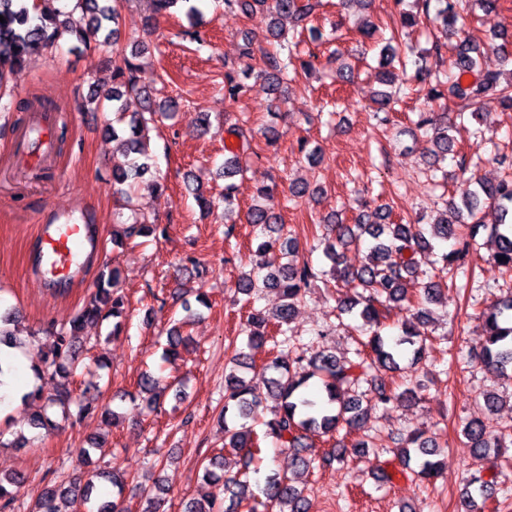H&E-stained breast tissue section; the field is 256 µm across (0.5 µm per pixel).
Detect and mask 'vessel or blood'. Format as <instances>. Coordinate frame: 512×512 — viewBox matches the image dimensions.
Returning a JSON list of instances; mask_svg holds the SVG:
<instances>
[{"label": "vessel or blood", "mask_w": 512, "mask_h": 512, "mask_svg": "<svg viewBox=\"0 0 512 512\" xmlns=\"http://www.w3.org/2000/svg\"><path fill=\"white\" fill-rule=\"evenodd\" d=\"M41 274L60 279L76 276L77 255L90 245L89 232L84 225L77 223H54L39 225Z\"/></svg>", "instance_id": "vessel-or-blood-1"}]
</instances>
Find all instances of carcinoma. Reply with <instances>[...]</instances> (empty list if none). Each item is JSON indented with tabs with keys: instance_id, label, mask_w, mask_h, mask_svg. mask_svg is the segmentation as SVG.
I'll return each mask as SVG.
<instances>
[{
	"instance_id": "carcinoma-1",
	"label": "carcinoma",
	"mask_w": 512,
	"mask_h": 512,
	"mask_svg": "<svg viewBox=\"0 0 512 512\" xmlns=\"http://www.w3.org/2000/svg\"><path fill=\"white\" fill-rule=\"evenodd\" d=\"M126 0H71V12L79 11L86 17L83 28L68 25L66 12L48 13L40 9L37 0H0V113L8 116L14 112H58L60 108L46 98L16 100L3 88L22 72L28 61L62 39L71 42V49H79L92 40L116 47L113 61L112 88L103 94H94L90 102L104 100L112 105L115 117L106 129L112 138V152L124 157V163L112 169V189L124 193V185L142 182L151 172L153 164L145 141L149 124L157 118H170L178 108L172 98H160L153 82L142 75L134 59L147 50L144 43H133L131 48L119 46V17ZM230 13L247 14L256 7L269 11L271 22L268 37L277 42L278 48L264 52V67L254 72L248 66L242 71L244 78L256 75L262 78L273 94L274 105L286 101L288 85L301 74L315 69L316 54L308 52V59L298 56L300 41L287 36L281 20L292 22V31L301 35L316 33L309 25L320 0H215ZM405 0H392V9L400 28L392 33L391 40L380 49V83L386 89L377 92V111L388 112L391 104L398 102L408 65L415 66V76L429 80L427 100L437 103L451 94L456 103V116L480 117L483 94L498 96L503 108L512 111V51L507 45V30L500 28L495 37L503 43L494 47L500 68L484 65L485 51L471 42L464 27L458 25L462 6L472 2L486 16L498 13L499 0H415L416 12L403 8ZM177 7L185 8L190 27L198 25L199 10L191 0H150V15L145 25L170 13ZM425 17L445 36L457 38V52L450 63V76L431 75L410 61L413 49H402L403 29L417 25ZM245 93L244 84L231 74L224 76V98L239 100ZM136 100L139 110L128 113V102ZM416 129L430 132L432 149L429 163L437 165L452 156L459 169L465 171V157H457L453 141L448 134V113L423 110L417 113ZM246 163L234 154L224 159V188L220 199L224 208H231L238 190L236 179L243 176ZM274 188L263 187L257 191L256 201L246 214V222L271 228V235L258 243L254 250L259 266L266 270L262 279L265 288H275L281 294V303L272 311L253 310L247 318V346L273 343L279 348L288 345V325L293 319L297 304L319 274L313 263L299 259V242L289 232L282 236L285 225L278 223L271 201ZM495 210L494 222L487 224L482 215L483 207ZM392 209L380 205L374 210L357 214L352 224L339 221L332 213L324 219L327 224L324 258L331 264V276L361 289L356 296L339 300V311L358 317L362 325L371 328L367 340L356 350V359L340 361L336 356L319 351L307 354L301 351L288 355V359L273 358L261 368H256L249 355L234 349L232 367L224 382V408L219 415L224 427V450L241 455L240 475L226 476L227 458L218 453L199 465L202 480L217 489L204 500L194 498L186 502L184 512H224V501L231 508H244L246 512H307L304 490L295 484L296 473L312 467V461L302 455L312 437H333L340 424L350 430H362L378 404L394 402L416 403L422 399L424 384L408 386L399 391L387 373L400 370L406 354L418 361L425 349L428 319L427 305L436 302L447 283H456L458 266L466 252L478 246L480 232L487 233L486 242L492 246L491 259L501 275L512 280V177L487 181L476 174L459 186L457 196L447 200L444 212L429 224H401L391 220ZM157 225L146 218H136L130 224L120 223L112 230V242L121 245L127 240L156 236ZM451 243L450 250L440 255V267L426 278L419 279L418 256L434 249L433 241ZM368 244L367 261L357 269L343 265L338 248L350 244ZM418 299L413 317L401 322L400 334L394 337L381 334V327L390 312L403 307V303ZM185 315L167 330L168 352L174 356L181 346L189 345L190 336L183 329L196 318L197 310L187 301L182 303ZM127 307L125 296L120 293V274L103 266L99 269L94 290L60 325L53 323L41 332H33L26 339L29 347L37 351L38 362L32 370L39 381L49 380L54 393L46 398L30 418V425L50 434L60 428V422L72 424L91 414L108 420L115 417L108 406H92L75 394L73 378L79 365L77 353L82 346V332L89 323L114 319L111 335L122 332ZM17 312H0V348H15L20 344L17 332L10 324ZM486 341L479 361L487 369L512 381V293L499 299L484 316ZM157 378L145 372L137 382L138 394L151 412L162 410L163 402L157 394ZM366 390L344 397L346 390L361 385ZM274 402L271 418L259 412L263 398ZM465 447L481 457L491 459V468L497 467L506 439L512 435V425L494 429L487 418H472L462 429ZM271 438L282 449L290 452L296 472L291 475L271 472L263 486L251 485L248 474L255 456L261 453L259 438ZM341 452L331 451L323 462L342 460L347 448L356 456L368 454L369 443L363 439L345 443L336 441ZM399 464L416 476L430 480L440 466V450L423 433H413L400 439L393 450ZM25 482L20 474L0 475V512H9L18 488ZM495 474L474 475L467 480L459 499L458 512H477V500L487 502L497 495ZM147 506L143 512H162L165 504L164 489L159 481L141 486ZM124 477L118 472L91 469L76 473L67 481H53L37 493L32 512H125L121 496Z\"/></svg>"
}]
</instances>
